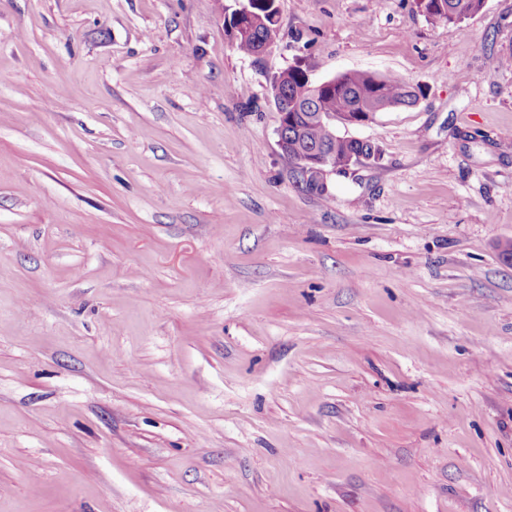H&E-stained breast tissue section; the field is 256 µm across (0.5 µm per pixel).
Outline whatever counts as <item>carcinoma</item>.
Returning a JSON list of instances; mask_svg holds the SVG:
<instances>
[{"label":"carcinoma","mask_w":512,"mask_h":512,"mask_svg":"<svg viewBox=\"0 0 512 512\" xmlns=\"http://www.w3.org/2000/svg\"><path fill=\"white\" fill-rule=\"evenodd\" d=\"M485 0H428L424 6V15L433 22L453 23L473 16L481 11ZM236 49L252 55L271 36L270 28L261 18H256L252 32L236 37L233 31H228ZM344 82L332 91H321L317 99H311L310 90L300 70L290 69L286 99L290 106H300V111L309 112L307 106L312 104L317 112H369L374 99H381L390 104L403 103L408 97L409 83L397 77H384L377 84L368 72H348L343 74ZM302 133L298 136L300 146L306 143L328 144L333 141L334 132L331 127L317 119L302 121Z\"/></svg>","instance_id":"carcinoma-1"}]
</instances>
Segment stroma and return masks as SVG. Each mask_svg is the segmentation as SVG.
<instances>
[{"instance_id":"1","label":"stroma","mask_w":512,"mask_h":512,"mask_svg":"<svg viewBox=\"0 0 512 512\" xmlns=\"http://www.w3.org/2000/svg\"><path fill=\"white\" fill-rule=\"evenodd\" d=\"M0 0V512H512V0ZM422 87L308 189L270 76ZM238 7L232 11L234 16L233 31L237 32L240 29L247 28L250 21L253 20L255 13H258L259 6H270L265 12L271 18L272 22L277 26L280 25L279 11L274 0H236ZM226 26L227 32L233 41L236 49L245 54L252 56V54L262 45L263 41L271 36L270 28L264 23L260 17H256V22L252 25V32L243 33L238 38L231 31L230 26ZM424 15L433 22L453 23L473 16L481 11L485 0H421Z\"/></svg>"}]
</instances>
